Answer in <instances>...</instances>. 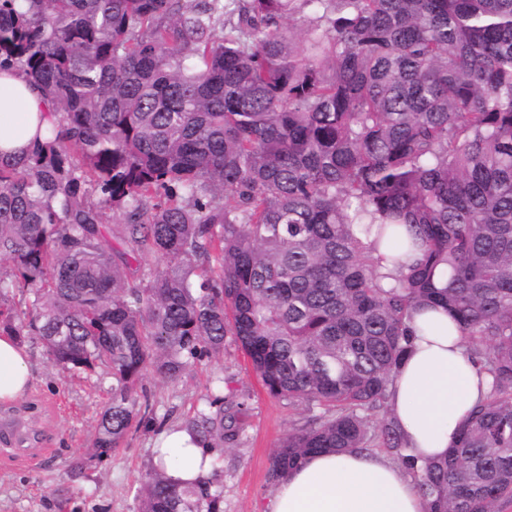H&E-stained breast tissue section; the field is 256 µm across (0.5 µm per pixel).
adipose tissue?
<instances>
[{"label":"adipose tissue","mask_w":512,"mask_h":512,"mask_svg":"<svg viewBox=\"0 0 512 512\" xmlns=\"http://www.w3.org/2000/svg\"><path fill=\"white\" fill-rule=\"evenodd\" d=\"M53 120L47 98L23 73L0 74V151L21 156L38 128ZM411 351L391 388L390 416L408 455H444L460 423L485 400L490 376L468 357L456 324L442 309L414 315ZM33 383L29 356L18 338L0 334V404L22 398ZM169 477L193 481L208 475L212 458L183 426L161 431L153 446ZM267 512H426L413 479L378 454L320 453L280 481Z\"/></svg>","instance_id":"1"}]
</instances>
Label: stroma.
Returning a JSON list of instances; mask_svg holds the SVG:
<instances>
[{"mask_svg":"<svg viewBox=\"0 0 512 512\" xmlns=\"http://www.w3.org/2000/svg\"><path fill=\"white\" fill-rule=\"evenodd\" d=\"M22 343L31 352L34 382L23 398L0 407V417L25 415L38 436L20 450L0 443V512H140L139 489L153 465L158 430L185 424L207 408L215 387L237 419L217 464L222 510L265 512L275 489L269 479L273 452L308 411L270 396L233 336L225 337L219 357L193 362L178 379L146 374L140 404L150 422L133 425L121 448L100 462L90 460L89 450L112 386L108 368L73 375L38 337Z\"/></svg>","mask_w":512,"mask_h":512,"instance_id":"35a3bbf8","label":"stroma"}]
</instances>
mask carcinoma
<instances>
[{"label":"carcinoma","mask_w":512,"mask_h":512,"mask_svg":"<svg viewBox=\"0 0 512 512\" xmlns=\"http://www.w3.org/2000/svg\"><path fill=\"white\" fill-rule=\"evenodd\" d=\"M6 68L56 119L0 155V333L110 368L94 457L138 420L146 372L230 335L269 395L319 409L272 481L384 448L427 512L512 507V0H0ZM426 306L492 386L419 461L388 402ZM209 405L186 427L220 454L236 418ZM221 497L215 470L180 486L155 467L140 512Z\"/></svg>","instance_id":"1"}]
</instances>
